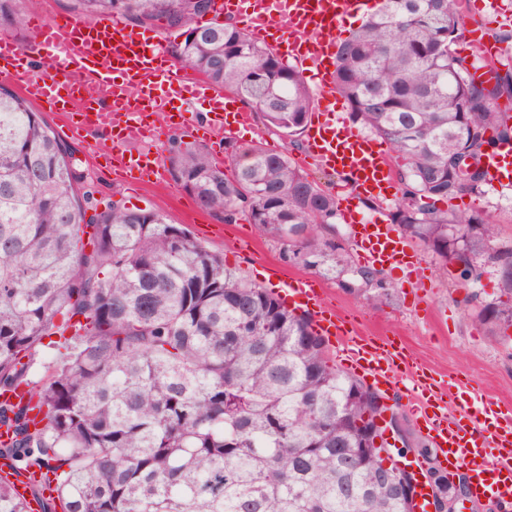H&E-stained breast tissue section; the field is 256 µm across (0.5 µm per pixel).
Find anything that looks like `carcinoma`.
<instances>
[{
  "instance_id": "carcinoma-1",
  "label": "carcinoma",
  "mask_w": 512,
  "mask_h": 512,
  "mask_svg": "<svg viewBox=\"0 0 512 512\" xmlns=\"http://www.w3.org/2000/svg\"><path fill=\"white\" fill-rule=\"evenodd\" d=\"M91 20L180 22L203 35L180 63L241 99L264 129L300 136L313 96L302 73L244 29L216 18V0H72ZM0 0V27L23 19ZM215 14L207 25L197 19ZM466 0H382L336 41L335 86L352 122L387 143L400 197L387 214L440 270L499 237L481 210L444 204L476 193L466 156L512 139V73L494 85L453 46ZM169 172L199 205L243 220L377 303L394 286L351 263L336 236V195L286 152L255 143L224 164L170 142ZM74 152L27 100L0 87V400L12 430L0 459L15 472L58 474L43 512H410L385 478L370 397L339 368L310 318L156 211L92 204ZM92 215H87L88 211ZM508 302L480 303L492 338L512 326ZM57 339L44 342V338ZM0 512H28L0 478Z\"/></svg>"
}]
</instances>
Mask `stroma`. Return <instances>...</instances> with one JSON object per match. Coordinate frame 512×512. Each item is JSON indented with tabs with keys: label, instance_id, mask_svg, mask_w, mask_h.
Masks as SVG:
<instances>
[{
	"label": "stroma",
	"instance_id": "1",
	"mask_svg": "<svg viewBox=\"0 0 512 512\" xmlns=\"http://www.w3.org/2000/svg\"><path fill=\"white\" fill-rule=\"evenodd\" d=\"M495 9L468 8L467 29L479 30L484 41L500 43L502 53L496 64L498 73L512 70V42L499 37L512 31V0H495ZM74 151L93 191V203L105 210L121 199L128 206L163 213L168 222L186 229L212 250L223 253L227 264L240 268L258 285H265V270L278 268L282 279H312L322 288L327 303L341 311L364 334L397 336L408 346L417 362L436 375L458 382L461 397L477 393L502 404H512V338L495 340L475 325L468 315V297L478 293L482 302L499 298L498 280L493 266H485L476 285H464L455 276L443 275L439 261L422 252L427 271L425 288H418L406 270L387 267L386 281L395 290L386 301L372 304L365 296L352 294L338 281L323 277L315 269L286 262L279 246L254 225L241 221L225 223L221 214L200 208L194 196L164 175L160 185L132 186L115 181L105 167L104 155L112 143L95 135L89 141L64 136ZM456 210L477 209L490 214L500 226V238L512 242V187L485 186L480 193H464L451 200Z\"/></svg>",
	"mask_w": 512,
	"mask_h": 512
}]
</instances>
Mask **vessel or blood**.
<instances>
[{
  "label": "vessel or blood",
  "mask_w": 512,
  "mask_h": 512,
  "mask_svg": "<svg viewBox=\"0 0 512 512\" xmlns=\"http://www.w3.org/2000/svg\"><path fill=\"white\" fill-rule=\"evenodd\" d=\"M365 6V0H221L218 9L241 19L254 39H276L294 61L309 60L318 67L319 97L306 129L305 156L344 175V185L336 189L339 213L353 227L362 257L380 266L406 268L421 283L426 278L422 259L396 227L376 217L358 218L356 212L357 200L388 198L394 187L389 154L344 118L346 106L332 86L329 68L345 18ZM28 25L34 34L32 47L0 38V78L46 111L61 113L71 135L83 137L94 129L107 134L113 149L106 166L130 184L160 176L158 155L136 153L128 145L160 139L163 129L154 117L172 101L205 105L207 123L196 122L186 111L172 119L173 127L190 133L212 135L228 118L241 127L250 125L248 113L233 108L231 97L167 67L162 44L147 42L120 18L83 22L35 14ZM35 53L46 60L49 76L38 75L32 67ZM486 176L490 184L512 185V142L501 144L488 157ZM273 292L289 310L311 313L316 334L337 347L347 368L374 389L389 393L398 374H409L407 389L415 411L448 468L466 471L471 498L490 495L512 503L511 406L503 408L489 399L449 401L444 380L412 364L394 339L362 336L348 327L309 280L280 279ZM12 482L29 512H43L46 500L56 495L54 482L39 473L16 474Z\"/></svg>",
  "instance_id": "1"
}]
</instances>
